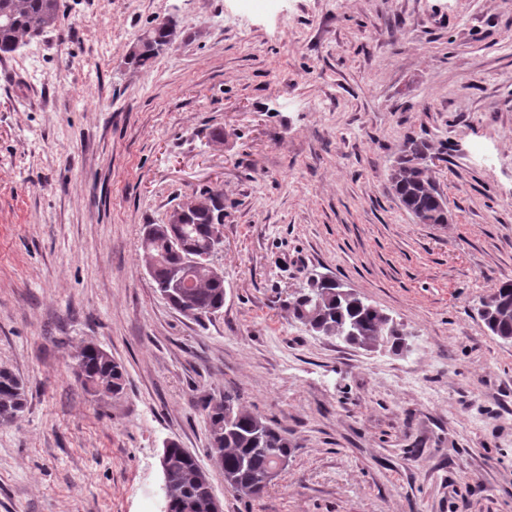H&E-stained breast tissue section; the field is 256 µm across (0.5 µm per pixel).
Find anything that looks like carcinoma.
Segmentation results:
<instances>
[{"label": "carcinoma", "instance_id": "obj_1", "mask_svg": "<svg viewBox=\"0 0 512 512\" xmlns=\"http://www.w3.org/2000/svg\"><path fill=\"white\" fill-rule=\"evenodd\" d=\"M62 0H0V54L15 52L28 38L37 37L56 26ZM174 34V25L154 29L153 44L136 56L141 66L154 58L160 47L167 45ZM433 147L421 138L406 139L402 158L390 174L395 197L409 213H426L434 220L442 218L440 200L434 177L428 173L424 160L430 157ZM203 205L197 208L191 221L176 229L165 228L151 241L141 240V249L164 256L162 263L149 275L160 289L169 283L173 272L183 263L184 252L170 248L175 236L185 238V243L201 248L208 246L209 226L224 220V194L218 189L200 193ZM197 287L191 294L197 321L207 318L224 307V281L203 272L195 275ZM305 292L319 298V302L293 298L287 304L294 321L325 336L343 338L359 347L380 345L384 342L395 350L401 348L400 333L390 327L383 317V310L371 308L360 296H344L336 283L324 284L311 281ZM489 303L481 318L491 335L512 341V281L496 285L486 296ZM355 326L358 335L347 336L345 330ZM87 380L83 386L93 385L120 394L125 385V367L89 346H83L76 356ZM26 388L22 378L13 370L0 368V421L13 420L24 410ZM209 420L210 448L218 449L224 477L229 486L258 483L274 468L279 458L289 456L292 444L288 431L263 416L247 410L240 404L238 392L224 391V406L206 402ZM170 468L168 483L171 490V512H208L212 486L209 477L202 474L197 457L177 443L168 448Z\"/></svg>", "mask_w": 512, "mask_h": 512}]
</instances>
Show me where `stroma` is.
<instances>
[{"label":"stroma","mask_w":512,"mask_h":512,"mask_svg":"<svg viewBox=\"0 0 512 512\" xmlns=\"http://www.w3.org/2000/svg\"><path fill=\"white\" fill-rule=\"evenodd\" d=\"M0 56V512H160L167 441L224 512H512V343L477 308L512 280V0H63ZM174 41L134 50L162 20ZM434 146L450 218L418 224L389 174ZM224 193V306L173 309L143 227ZM332 277L409 331L404 354L307 331L284 306ZM95 343L122 394L72 371ZM234 389L287 428L276 484L238 499L202 399ZM174 34V24L171 22L169 27L161 26L154 29L153 37H155L153 44L147 46L139 55L136 56L137 62L141 66L154 58L160 50V47L166 46ZM26 404V388L22 378L13 370L0 368V421L13 420L24 410Z\"/></svg>","instance_id":"1"}]
</instances>
